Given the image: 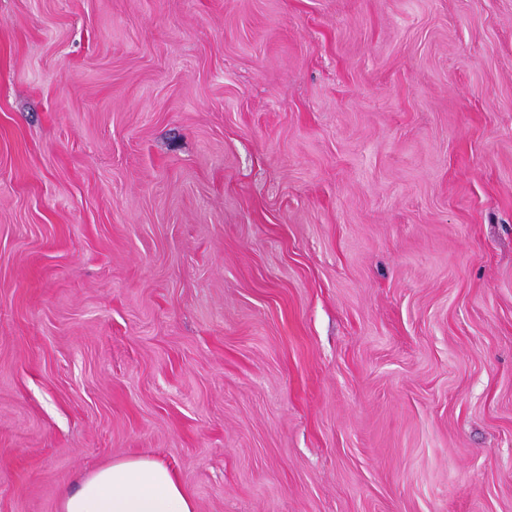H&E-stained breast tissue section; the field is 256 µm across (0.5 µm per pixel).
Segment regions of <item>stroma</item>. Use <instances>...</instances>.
<instances>
[{"mask_svg":"<svg viewBox=\"0 0 512 512\" xmlns=\"http://www.w3.org/2000/svg\"><path fill=\"white\" fill-rule=\"evenodd\" d=\"M512 512V0H0V512ZM58 512H196L191 497L162 461L112 459L63 490Z\"/></svg>","mask_w":512,"mask_h":512,"instance_id":"stroma-1","label":"stroma"}]
</instances>
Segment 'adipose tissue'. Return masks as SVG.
<instances>
[{
	"label": "adipose tissue",
	"mask_w": 512,
	"mask_h": 512,
	"mask_svg": "<svg viewBox=\"0 0 512 512\" xmlns=\"http://www.w3.org/2000/svg\"><path fill=\"white\" fill-rule=\"evenodd\" d=\"M59 512H196L191 497L162 461L124 457L81 475L62 491Z\"/></svg>",
	"instance_id": "obj_1"
}]
</instances>
